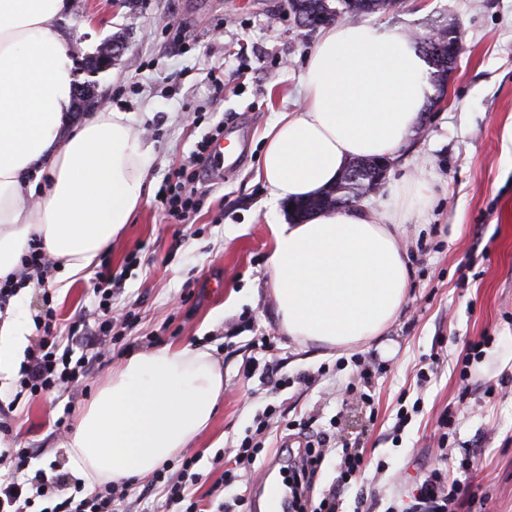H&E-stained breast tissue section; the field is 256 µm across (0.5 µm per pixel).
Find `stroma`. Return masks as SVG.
Masks as SVG:
<instances>
[{
  "mask_svg": "<svg viewBox=\"0 0 512 512\" xmlns=\"http://www.w3.org/2000/svg\"><path fill=\"white\" fill-rule=\"evenodd\" d=\"M363 21L403 26L419 42L456 21L465 50L444 99L430 108L424 136L408 140L387 174L393 181L414 173L433 189L428 206L401 227L407 298L384 336L347 348L301 344L280 333L266 267L268 226L288 221V207L272 204L256 178L265 130L301 102L318 30L298 26L288 0H71L69 13L52 22L66 42L80 44L75 81H93L102 104L134 113L156 153L152 193L131 222L85 278L52 288L58 323L90 309L96 274L105 268L122 277L114 304L136 314L130 338L137 350L212 346L224 369V397L183 451L198 458L203 479L190 492L205 512L239 499L244 512H255L261 471L286 469L299 449L287 424L305 415L314 419L310 434H332L313 496L339 490L340 512H403L435 470L465 486L459 512H512V0H405L398 11ZM114 37L120 53L112 68L89 73L86 57ZM216 67L224 71L219 93L207 78ZM219 124L247 131V159L228 173L221 158H212L199 183L201 210L192 223H170L155 192ZM133 252L135 266L127 262ZM264 336L273 342L265 352L257 346ZM474 343L481 353L469 359L464 391L456 363ZM355 354L372 363L368 405L344 399L357 373ZM435 354L436 374L417 386L418 370ZM252 361L276 368L289 386L272 388L259 371L244 378ZM111 372L103 365L87 394L73 400L54 393L21 401L0 446L35 449L29 472L52 466L70 475L66 438L54 423L66 411L78 416ZM303 374L315 382L299 384ZM270 403L280 416L264 456L241 469L234 485L213 492L234 465L235 446ZM415 404L419 412L397 427L399 408ZM447 413L452 424L441 448L434 434ZM345 446L362 451L364 469L340 489Z\"/></svg>",
  "mask_w": 512,
  "mask_h": 512,
  "instance_id": "35a3bbf8",
  "label": "stroma"
}]
</instances>
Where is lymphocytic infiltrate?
<instances>
[{
	"label": "lymphocytic infiltrate",
	"instance_id": "f902f5d3",
	"mask_svg": "<svg viewBox=\"0 0 512 512\" xmlns=\"http://www.w3.org/2000/svg\"><path fill=\"white\" fill-rule=\"evenodd\" d=\"M209 146V140H202L192 164L175 168L161 189V207L176 223H190L200 209L202 195L197 185ZM55 267V262L39 247H31L22 258L18 271L0 282V313L9 307L22 285L45 286ZM116 283L110 273L99 272L93 286V311L79 316L64 330L57 326L51 295H44L42 309L34 319L40 338L20 369V393L36 398L56 391L86 392L94 364L104 358L106 344L116 341L112 334V298ZM328 441L327 433L323 432L317 442L306 445L293 474L296 512H338L335 497L316 502L310 495L314 478L328 453ZM32 457L33 451L29 448L0 452V470H7L9 476L7 482H0V512H29L38 498L52 502L51 512H118L117 504L125 498L127 485L107 484L89 490L81 482H67L64 475L44 469L27 478L23 472ZM195 463V458L187 457L175 473H168L164 468L156 471L152 483L160 487L165 507L176 505L180 512H199L188 493L189 486L200 478L193 470ZM460 496L458 482L450 483L432 474L422 483L419 495L406 512H448Z\"/></svg>",
	"mask_w": 512,
	"mask_h": 512
}]
</instances>
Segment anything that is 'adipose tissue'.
Returning a JSON list of instances; mask_svg holds the SVG:
<instances>
[{"label": "adipose tissue", "mask_w": 512, "mask_h": 512, "mask_svg": "<svg viewBox=\"0 0 512 512\" xmlns=\"http://www.w3.org/2000/svg\"><path fill=\"white\" fill-rule=\"evenodd\" d=\"M69 0H0V281L31 244L58 259L70 287L129 223L150 190L153 146L134 116L110 107L72 124V59L51 26ZM411 33L388 24L323 28L308 57L298 111L265 131L258 180L292 202L333 183L357 157H392L416 124L431 86ZM35 206H25V199ZM430 184L395 181L379 213L339 208L271 225L269 283L280 331L339 347L381 335L407 297L398 232ZM30 332L0 320V374H12ZM224 373L207 346L127 356L78 416L65 443L87 484L151 475L210 423Z\"/></svg>", "instance_id": "adipose-tissue-1"}]
</instances>
